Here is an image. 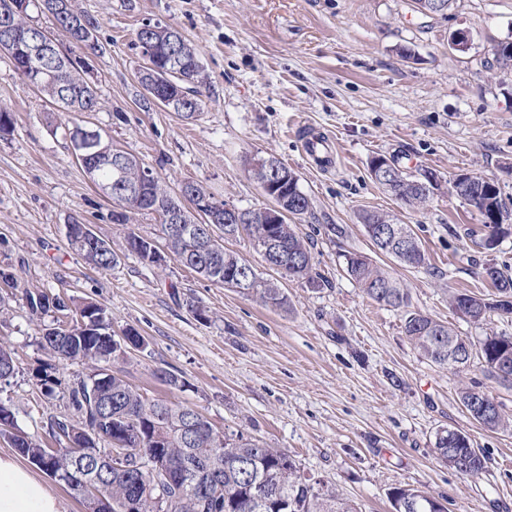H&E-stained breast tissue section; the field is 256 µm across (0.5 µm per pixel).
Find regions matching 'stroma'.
Listing matches in <instances>:
<instances>
[{"label": "stroma", "instance_id": "obj_1", "mask_svg": "<svg viewBox=\"0 0 512 512\" xmlns=\"http://www.w3.org/2000/svg\"><path fill=\"white\" fill-rule=\"evenodd\" d=\"M98 19L94 57L98 111L83 113L120 148L177 190L200 183L238 208H264L250 157H277L300 177L310 200L297 219L311 243L312 271L324 287L281 278L287 310L259 306L234 289L201 278L176 260L164 267L126 249L128 234L158 238L160 218H108L112 208L86 178L66 140L71 112L49 107L0 52V105L13 124L0 134V269L17 285L0 287V344L16 369L0 382V403L17 426L56 448L53 427L65 401L42 395L33 370L49 356L39 345L47 325H67L76 305L104 308L115 338L135 329L140 347L110 369L146 399L195 408L221 435L262 440L288 453L301 474L323 480L359 512H391L396 485L445 497L448 512H512V428L476 423L460 392L477 383L512 419V384L480 370L458 372L422 357L402 311L369 299L344 271L358 252L389 269L414 309L477 338L512 335V315L469 323L448 307L466 289L493 297L485 270L512 274V235L495 249L477 247L470 231L482 215L451 188L456 175L494 182L512 211V67L493 64L498 42L512 39V0H454L426 16L414 0H74ZM169 26L194 45L208 74L197 120L146 103L137 79L136 32ZM466 31L468 45L451 38ZM410 48L402 57L400 47ZM333 142L329 165H315L303 140ZM408 172H432L429 201L403 206L373 181V157ZM371 210L396 216L420 238L428 263L400 266L377 253L359 220ZM75 218L119 254L99 270L73 253L66 226ZM66 297L65 311L30 314L26 292ZM203 308L208 320L197 319ZM177 375L184 388L164 385ZM467 433L486 458L468 477L442 463L435 433Z\"/></svg>", "mask_w": 512, "mask_h": 512}]
</instances>
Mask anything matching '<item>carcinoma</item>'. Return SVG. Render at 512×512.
Returning <instances> with one entry per match:
<instances>
[{
  "label": "carcinoma",
  "mask_w": 512,
  "mask_h": 512,
  "mask_svg": "<svg viewBox=\"0 0 512 512\" xmlns=\"http://www.w3.org/2000/svg\"><path fill=\"white\" fill-rule=\"evenodd\" d=\"M172 66L181 68L183 76L197 86L206 81V74L199 53L187 45L186 53ZM39 91L49 102L69 112H94L99 101L81 64V57L69 61L59 70L57 80L47 83ZM98 159L82 167L89 181L98 189L112 184L116 177L112 166L105 161L106 155L115 152L112 141L101 138ZM151 180L144 185L143 198L124 202L111 195L110 220L120 223L115 208L123 205L130 212L155 213L165 220L164 205L171 200V193L152 169L131 158L127 167V182L136 185L144 173ZM396 187L392 190L406 206L423 203L429 196L412 190L414 175L399 166H393ZM300 178L288 184V195L282 197L288 214L297 218L310 207L308 196L301 190ZM478 190L471 206L484 217V227L500 232L501 218L508 214L496 186L477 177ZM365 230L392 221L376 211H364L360 215ZM408 237L404 251H397L389 241L375 240L373 245L382 254L407 267L426 264L427 257L422 244L411 225H400ZM246 233L255 249L264 251L266 238L275 240L274 253L295 254L303 261L291 278L303 280L313 287H321L324 281L311 274L310 245L299 235L293 224H274L268 228L260 220L250 224L235 225L229 237ZM71 248L86 262L100 270L114 266L113 254L92 252L68 239ZM154 240L135 233L128 235L126 249L142 261L154 263L151 249ZM220 262L208 281L225 285L231 283L235 270L246 265L236 253L219 247ZM345 271L362 291L374 302L396 310L405 317V333L419 353L432 363L462 371L478 369L491 377L496 376L494 364L512 361V336L497 332L487 333L472 341L471 354L463 362H450L448 357L459 349L458 333L448 324L410 309L408 291L393 274L359 253L344 255ZM497 291L496 299H484L464 289L448 296V306L455 314L473 324H484L495 312L512 314V276L496 267L486 268ZM30 312L44 315L49 311L65 310L67 305L60 297L25 292ZM245 296L274 309L285 310L288 297L272 280L257 276L255 285ZM77 318L66 327H48L40 336L39 344L50 355L33 373L34 378L48 397L63 391L70 415H62L56 426L67 438L68 445L56 449L51 455L53 467L61 472L72 469L78 450L88 444L86 430L104 429L102 419L112 418V428L98 435L92 447L108 451L113 441L121 443L120 449L133 458L142 452L157 460L167 475L169 493L168 512H358L355 505L340 498L336 491L322 481H311L301 475L295 461L279 448L243 438L230 439L213 433L209 421H203L201 433L191 442L181 433L190 426L189 417L194 411L189 406L169 404L164 400H148L122 378L109 374L108 364L121 354L122 345L113 340L112 327L105 310L93 303L76 308ZM81 365L88 373L65 386L64 370L71 365ZM0 436L13 440V447L25 448L32 455L41 453L40 442L18 430L1 429ZM438 458L465 476L477 477L486 468V457L476 448L469 436L456 429L442 428L435 435ZM112 477L95 484L99 501L111 506L110 512H154L153 496L147 493V485L153 477L145 472L137 477L130 470L112 459ZM392 512H447L445 504L429 492L408 486H395L389 492Z\"/></svg>",
  "instance_id": "carcinoma-1"
}]
</instances>
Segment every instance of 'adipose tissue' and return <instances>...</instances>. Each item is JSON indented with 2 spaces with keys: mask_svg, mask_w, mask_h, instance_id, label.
<instances>
[{
  "mask_svg": "<svg viewBox=\"0 0 512 512\" xmlns=\"http://www.w3.org/2000/svg\"><path fill=\"white\" fill-rule=\"evenodd\" d=\"M0 512H62L59 498L8 456H0Z\"/></svg>",
  "mask_w": 512,
  "mask_h": 512,
  "instance_id": "ef3b65f1",
  "label": "adipose tissue"
}]
</instances>
